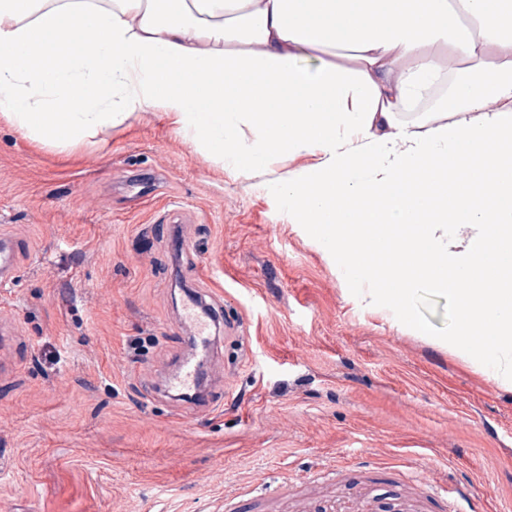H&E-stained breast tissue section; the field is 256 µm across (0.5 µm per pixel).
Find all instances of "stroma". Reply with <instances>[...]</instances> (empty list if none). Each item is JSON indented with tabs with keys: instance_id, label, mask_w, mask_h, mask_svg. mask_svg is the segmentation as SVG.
<instances>
[{
	"instance_id": "stroma-1",
	"label": "stroma",
	"mask_w": 512,
	"mask_h": 512,
	"mask_svg": "<svg viewBox=\"0 0 512 512\" xmlns=\"http://www.w3.org/2000/svg\"><path fill=\"white\" fill-rule=\"evenodd\" d=\"M0 512H390L461 485L512 512V387L360 302L274 174L238 177L149 112L70 148L0 117ZM222 326L206 407L163 389L187 291ZM433 335L451 298L421 290ZM16 246L1 235L0 285L13 282L17 272Z\"/></svg>"
}]
</instances>
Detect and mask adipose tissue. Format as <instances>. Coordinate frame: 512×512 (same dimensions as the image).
I'll return each mask as SVG.
<instances>
[{
	"mask_svg": "<svg viewBox=\"0 0 512 512\" xmlns=\"http://www.w3.org/2000/svg\"><path fill=\"white\" fill-rule=\"evenodd\" d=\"M137 112L240 176L308 157L278 181L311 242L415 334L452 297L445 345L512 385V0H0L18 132ZM416 310L430 324L434 336L448 335L455 319L454 302L450 297L423 289L417 297Z\"/></svg>",
	"mask_w": 512,
	"mask_h": 512,
	"instance_id": "1",
	"label": "adipose tissue"
}]
</instances>
